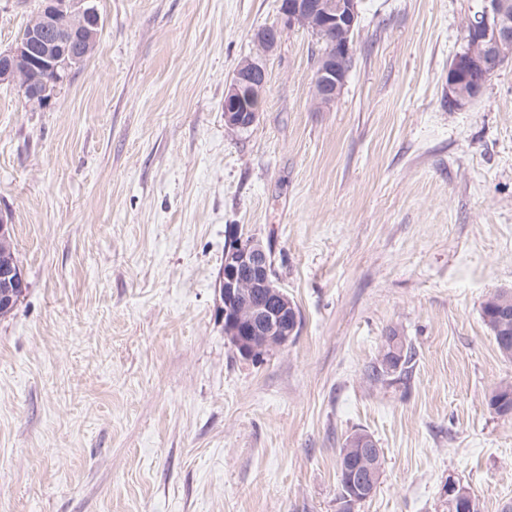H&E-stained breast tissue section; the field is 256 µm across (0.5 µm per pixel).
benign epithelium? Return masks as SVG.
I'll return each mask as SVG.
<instances>
[{
  "label": "benign epithelium",
  "mask_w": 512,
  "mask_h": 512,
  "mask_svg": "<svg viewBox=\"0 0 512 512\" xmlns=\"http://www.w3.org/2000/svg\"><path fill=\"white\" fill-rule=\"evenodd\" d=\"M279 23L254 34L260 50L275 49L285 29L295 27L314 32L324 48L315 62L313 95L320 110L336 102L346 84L345 60L353 55L354 32L359 19V0H281ZM470 29L482 35L480 53L464 50L455 54L448 68V100L462 107L481 95L487 83L460 91L468 72L478 64L492 78L512 61V16L507 0H477L467 16ZM100 20L87 0H44L26 36L14 46L0 50V84H23L27 96L43 107L56 96L71 70L85 58L75 41L81 32L85 42L97 40ZM43 70L52 75L44 83L29 81V73ZM266 87V67L259 57L241 61L224 92V122L231 129L247 130L257 120ZM251 108L240 107L244 98ZM274 263L269 248L253 235L233 229L224 251V268L218 281V296L224 329L243 356L253 357L268 347L288 344L297 328L298 314L288 294L276 287ZM0 304L10 306L25 292L21 271L3 281ZM448 498L459 509L470 506V491L448 479Z\"/></svg>",
  "instance_id": "obj_1"
}]
</instances>
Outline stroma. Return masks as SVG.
<instances>
[{"label": "stroma", "instance_id": "35a3bbf8", "mask_svg": "<svg viewBox=\"0 0 512 512\" xmlns=\"http://www.w3.org/2000/svg\"><path fill=\"white\" fill-rule=\"evenodd\" d=\"M96 51L48 107L0 85V211L27 290L0 317V512H341L339 450L384 454L352 512L512 503V383L481 306L512 289V63L448 104L474 0H362L336 103L285 31L256 124L224 123L280 0H90ZM40 0H0V49ZM270 245L299 335L224 334L232 226ZM408 386L366 377L385 338ZM488 405L500 417H509L508 410H511L512 416V384L506 383L494 390L488 399Z\"/></svg>", "mask_w": 512, "mask_h": 512}]
</instances>
